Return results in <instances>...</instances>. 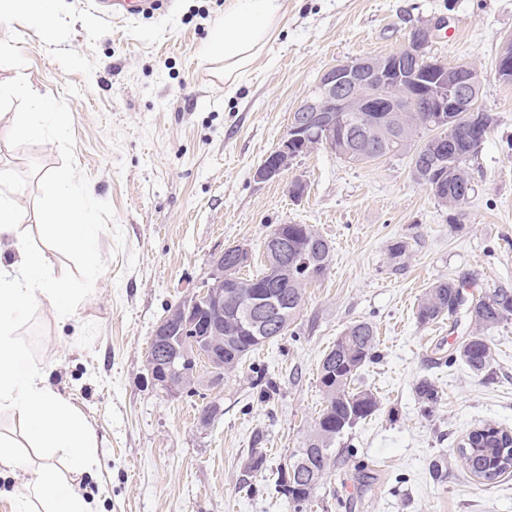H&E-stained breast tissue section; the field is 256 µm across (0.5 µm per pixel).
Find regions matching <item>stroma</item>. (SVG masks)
Segmentation results:
<instances>
[{
	"label": "stroma",
	"instance_id": "stroma-1",
	"mask_svg": "<svg viewBox=\"0 0 512 512\" xmlns=\"http://www.w3.org/2000/svg\"><path fill=\"white\" fill-rule=\"evenodd\" d=\"M260 55L234 85L206 53L234 0H173L160 14L103 21L89 0H60L56 40L27 15L0 28V113L36 112L41 101L67 117L32 140L0 124V166L38 213L45 179L71 173L92 185L99 274L87 280L79 253L56 252L54 275L82 294L59 317L35 310L20 330L32 362L86 419L99 464L80 481L97 512H288L273 483L239 484L248 449L287 462L322 408L317 368L341 331L365 320L379 358L358 384L379 411L339 446L338 464L311 512H512V473L485 485L460 466L468 433L512 431V319L489 331L490 375L451 357L469 336L465 315L419 325L420 298L440 279L465 280L473 295L512 288V84L497 59L512 37V0H283ZM421 25L426 52L483 76L480 102L497 123L466 164L475 192L458 210L441 206L412 176L410 157L350 163L319 148L293 174L307 192L253 171L284 135L291 112L327 67L363 54L385 56ZM311 224L332 261L308 285L290 334L265 343L220 386L170 396L151 380L146 355L167 309L205 279L215 251L252 249L264 263L274 225ZM407 241L402 263L389 246ZM279 390L258 400L252 370ZM431 379L440 400L424 411L415 393ZM219 401L209 423L199 413ZM443 458L435 481L430 464Z\"/></svg>",
	"mask_w": 512,
	"mask_h": 512
}]
</instances>
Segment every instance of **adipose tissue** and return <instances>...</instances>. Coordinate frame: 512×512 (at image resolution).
<instances>
[{
  "instance_id": "ef3b65f1",
  "label": "adipose tissue",
  "mask_w": 512,
  "mask_h": 512,
  "mask_svg": "<svg viewBox=\"0 0 512 512\" xmlns=\"http://www.w3.org/2000/svg\"><path fill=\"white\" fill-rule=\"evenodd\" d=\"M237 2L210 40V53L223 58L228 81L264 48L282 10L281 0ZM49 184L41 214L44 244L38 248L29 235V215L17 200L20 189L11 172L0 169V413L9 414L21 433L17 439L0 435V470L29 471L32 497L23 512H93L73 475L96 465V441L82 416L46 384L16 334L19 320L32 308L48 304L63 316L71 310L74 291L53 278L49 251L61 245L80 250L87 277L98 272L88 246L94 229L85 205L90 188L64 172ZM34 449L45 455L64 451L69 472L46 462L32 464Z\"/></svg>"
}]
</instances>
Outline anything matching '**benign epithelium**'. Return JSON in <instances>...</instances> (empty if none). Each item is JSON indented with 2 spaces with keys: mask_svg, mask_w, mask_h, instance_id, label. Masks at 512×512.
Segmentation results:
<instances>
[{
  "mask_svg": "<svg viewBox=\"0 0 512 512\" xmlns=\"http://www.w3.org/2000/svg\"><path fill=\"white\" fill-rule=\"evenodd\" d=\"M432 35V27L423 25L389 56L360 55L323 71L291 113L278 145L255 168L254 178L279 180L299 157L320 147L336 151V130L348 112L369 134L389 117L401 121L403 114L433 112L439 130L445 131L455 124L456 113L481 111V72L468 64L450 67L429 58L426 47ZM496 74L512 82L511 38L501 48ZM265 249L276 261L277 276L288 279L287 225L270 231ZM249 261V248L240 244L212 254L204 289L170 307L156 325L146 362L154 384L166 394L178 395L198 382L197 361H206L216 379L224 371V350L242 341L266 340L258 335L261 319L255 306L274 290L245 288L231 276ZM226 322L232 325L227 339Z\"/></svg>",
  "mask_w": 512,
  "mask_h": 512,
  "instance_id": "benign-epithelium-1",
  "label": "benign epithelium"
}]
</instances>
